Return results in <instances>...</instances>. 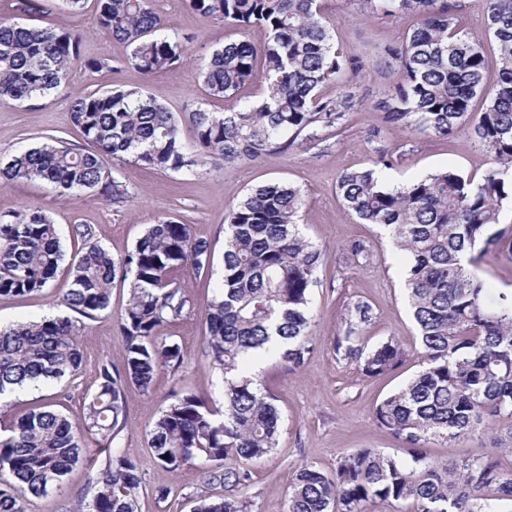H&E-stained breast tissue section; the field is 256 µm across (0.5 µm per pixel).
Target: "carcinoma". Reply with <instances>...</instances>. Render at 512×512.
<instances>
[{"label": "carcinoma", "instance_id": "carcinoma-1", "mask_svg": "<svg viewBox=\"0 0 512 512\" xmlns=\"http://www.w3.org/2000/svg\"><path fill=\"white\" fill-rule=\"evenodd\" d=\"M99 30L128 43L129 61L146 75L187 61L186 46L168 33L152 0H97ZM496 42L497 76L487 86L481 41L457 26L447 0H359L368 13H409L416 24L383 56L402 81L384 101L385 121L448 136L466 130L491 158L478 183L446 168L390 187L394 166L377 151L372 167L342 173L336 194L364 224L386 228L403 252L407 301L417 329L419 370L374 408L376 425L399 442L398 453L360 448L340 458L333 477L311 466L288 482L282 512H366L377 502L407 503L411 512H504L512 507V295L493 299L467 267L474 252L498 248L512 255V228L499 227L512 205V0H478ZM205 20L239 30L259 27L266 40L224 42L198 64L215 99H229L255 78L263 94L230 112L202 108L174 112L141 88L116 86L77 95L71 118L84 143L52 137L0 163V181L39 180L66 195L94 191L122 206L132 193L112 176L106 159L135 162L165 173L204 175L241 161L292 148L320 146L318 131L338 129L352 96H320L322 86L355 78L364 56L336 47L323 0H189ZM81 34L25 25L0 16V104L47 99L80 59ZM262 71L256 72L257 58ZM485 94L477 122L474 97ZM300 191L266 184L229 209L223 273L204 310L206 353L224 375V410L193 393L174 394L148 432L154 460L168 469L196 465L203 481L219 485L218 501L197 500L193 512H250L245 492L254 461L278 445L281 413L274 396L241 370L273 340L289 368L314 351L312 293L323 262L320 248L300 229ZM82 248L67 265L70 286L58 305L87 319L110 307L112 283H130L119 318L125 340L122 367L104 360L99 385L73 422L51 402L19 416L0 432V512H25L30 497L46 496L76 467H89L75 512H136L141 477L136 459L113 447L125 423V392H149L162 369L177 371L183 356L162 330L193 306L185 276L211 277L215 244L178 220L146 226L131 250L115 259L95 242L89 224L71 226ZM353 264L375 265L370 242L346 246ZM56 225L37 207L0 224V296H26L48 287L62 270ZM363 300L346 309L347 329L334 339L337 360L356 363L365 377L396 371L408 352L393 338L371 348L355 337L372 321ZM82 366L77 321L69 316L0 328V396L31 382H62ZM489 440L490 450L438 461L429 444Z\"/></svg>", "mask_w": 512, "mask_h": 512}]
</instances>
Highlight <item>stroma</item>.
I'll return each mask as SVG.
<instances>
[{
  "label": "stroma",
  "mask_w": 512,
  "mask_h": 512,
  "mask_svg": "<svg viewBox=\"0 0 512 512\" xmlns=\"http://www.w3.org/2000/svg\"><path fill=\"white\" fill-rule=\"evenodd\" d=\"M153 5L166 18L170 32L187 38L188 51L196 56L222 47L230 39L244 37L258 47L265 41V32L260 28L241 32L220 21L203 20L190 9L187 0H153ZM44 6L43 12L21 15V22L78 30L83 35V62L97 59L105 61L106 66L93 72L82 62L46 100L0 106V160L9 159L49 135L79 141L80 133L71 122L70 108L73 98L82 93L109 90L116 85L142 87L176 112L188 104L224 112L235 108L238 101L257 99L263 91L262 84L254 81L239 92L237 99L210 98L191 63L145 76L129 64L127 43L100 34L95 0H87L84 9L74 14L66 9L63 0H45ZM326 14L333 24L336 45L346 52L364 54L367 65L358 78L330 83L321 89L326 97L352 94L355 104L343 130L329 133L325 152L293 150L268 154L205 176L115 163L111 166L113 176L132 192L130 202L120 208L106 205L91 191L63 196L40 181L0 182V221H11L15 212L29 206L42 209L57 225L62 249L69 258L78 250L70 237V228L75 224L92 225L96 241L115 256L130 250L146 225L163 218L190 224L195 237L220 245L224 242L225 217L248 188L277 182L301 191L303 232L324 254L321 283L312 297L311 331L316 347L301 369L289 370L279 356L267 355L259 359L254 371L256 378L273 393L282 414V426L274 452L252 465V484L248 490L252 512H280L288 479L301 466L331 475L339 458L355 449L394 452L398 442L377 427L373 409L418 369L417 358L412 354L416 328L404 296L403 262L394 256L382 228L360 223L343 208L335 194L338 175L371 166L380 148L396 158L394 166L384 172L391 185L448 167L478 180L490 166L488 156L468 132L448 138L396 128L384 121L381 103L392 93L400 73L398 69L383 67L380 51L415 25L414 16H368L356 0H326ZM374 129L379 136L372 140L368 134ZM354 239L372 244L382 258L377 267L362 269L352 264L346 245ZM470 270L493 294L512 293V260L497 251L479 256ZM65 285L66 277L61 274L42 292L24 298L0 297V324L57 315V294ZM185 285L194 307L164 330L168 340L180 347L183 363L177 372H158L149 393L133 387L127 390L125 426L115 442L116 447L129 449L138 460L143 491L137 512H190L199 496L216 500L223 495L220 487L205 485L193 466L173 471L158 465L147 446L150 425L171 401L173 393L188 391L216 405L224 401L223 376L210 367L204 348L203 312L214 294L215 283L192 276ZM128 297V284L114 282L110 308L95 318L79 321L83 362L78 376L42 385L13 398L10 407L0 414V428L7 427L12 417L29 407L55 399L60 400L64 415L75 421L81 419L98 386L101 361L108 359L116 366L122 363L125 345L118 329V316ZM356 299L367 301L374 312L371 324L359 334L362 343L371 347L393 338L409 349L410 356L399 372L367 378L356 364L337 360L333 341L345 329L347 304ZM86 480V469L76 467L60 490L30 498L26 512H73ZM159 488L167 489V498H156Z\"/></svg>",
  "instance_id": "35a3bbf8"
}]
</instances>
